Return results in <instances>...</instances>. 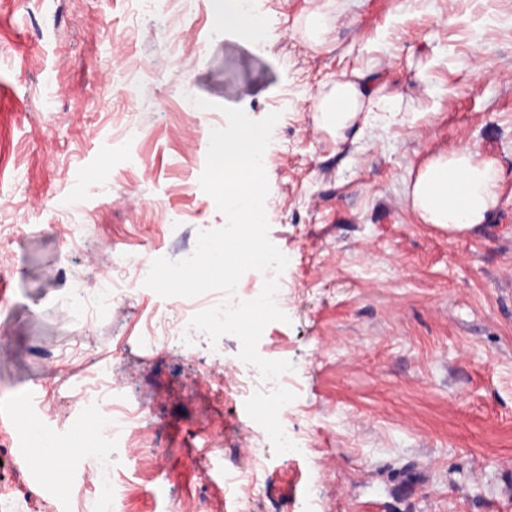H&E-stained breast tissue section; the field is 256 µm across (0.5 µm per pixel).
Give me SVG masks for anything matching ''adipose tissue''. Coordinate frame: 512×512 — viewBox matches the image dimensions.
<instances>
[{
    "mask_svg": "<svg viewBox=\"0 0 512 512\" xmlns=\"http://www.w3.org/2000/svg\"><path fill=\"white\" fill-rule=\"evenodd\" d=\"M219 22L240 41L257 46L264 33L242 0H213ZM317 129L342 141L360 118L376 112L397 115L399 99L370 84L343 79L313 104ZM501 169L494 159L468 147L436 155L408 179L405 198L420 220L449 231H463L482 223L498 200Z\"/></svg>",
    "mask_w": 512,
    "mask_h": 512,
    "instance_id": "ef3b65f1",
    "label": "adipose tissue"
}]
</instances>
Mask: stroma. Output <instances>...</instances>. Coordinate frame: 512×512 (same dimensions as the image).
<instances>
[{"instance_id":"obj_1","label":"stroma","mask_w":512,"mask_h":512,"mask_svg":"<svg viewBox=\"0 0 512 512\" xmlns=\"http://www.w3.org/2000/svg\"><path fill=\"white\" fill-rule=\"evenodd\" d=\"M252 0L263 47L224 30L211 0H0V407L36 392L31 419L60 433L66 480L44 494L27 448L0 445V512H512V0ZM191 48L171 54L174 35ZM154 74L123 94L128 63ZM398 94L404 120L341 144L315 129V97L341 78ZM208 101L193 109V99ZM279 113L265 168L269 238L288 254V313L224 331L142 341L175 298L135 287L87 319L84 290L113 251L182 259L224 215L200 186L224 108ZM143 129L117 140L127 119ZM470 147L502 172L486 221L452 233L402 199L429 157ZM108 183L109 194H91ZM184 211L167 223L154 201ZM272 355L294 370L288 424L316 459L246 431L224 364ZM110 359L142 406L133 453L108 471L75 425L79 379ZM53 370V391L41 386ZM257 444L249 497L237 476ZM335 3L333 0H325L324 3L310 12L305 18L304 34L316 45L323 44L325 35L329 31V23L332 20L330 7Z\"/></svg>"}]
</instances>
